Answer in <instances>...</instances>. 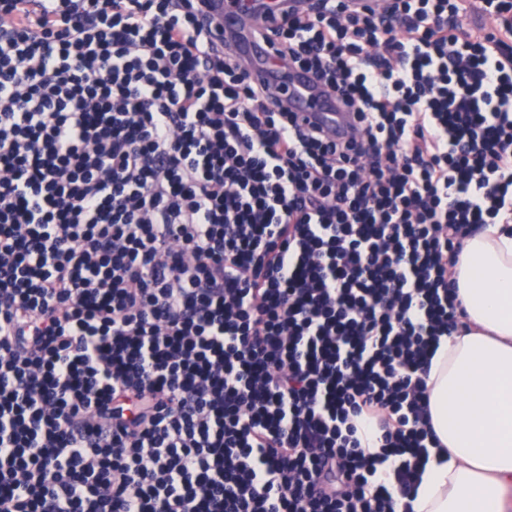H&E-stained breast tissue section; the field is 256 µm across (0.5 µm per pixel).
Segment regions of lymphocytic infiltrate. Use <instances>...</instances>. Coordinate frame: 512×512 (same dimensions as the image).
<instances>
[{"instance_id": "lymphocytic-infiltrate-1", "label": "lymphocytic infiltrate", "mask_w": 512, "mask_h": 512, "mask_svg": "<svg viewBox=\"0 0 512 512\" xmlns=\"http://www.w3.org/2000/svg\"><path fill=\"white\" fill-rule=\"evenodd\" d=\"M266 35L356 138L270 109L195 0H0V512L419 485L448 266L512 222V0H312Z\"/></svg>"}]
</instances>
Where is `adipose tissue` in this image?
<instances>
[{
	"label": "adipose tissue",
	"instance_id": "obj_1",
	"mask_svg": "<svg viewBox=\"0 0 512 512\" xmlns=\"http://www.w3.org/2000/svg\"><path fill=\"white\" fill-rule=\"evenodd\" d=\"M450 277L464 326L441 338L427 378L439 448L395 512H512V223L466 236Z\"/></svg>",
	"mask_w": 512,
	"mask_h": 512
}]
</instances>
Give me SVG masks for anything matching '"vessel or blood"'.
Instances as JSON below:
<instances>
[{
  "mask_svg": "<svg viewBox=\"0 0 512 512\" xmlns=\"http://www.w3.org/2000/svg\"><path fill=\"white\" fill-rule=\"evenodd\" d=\"M308 0H204L202 9L215 41L227 43L250 79L267 84L272 101L339 139L349 138L356 124L333 91L318 85L312 74L289 69L273 46L259 35L268 19L300 11Z\"/></svg>",
  "mask_w": 512,
  "mask_h": 512,
  "instance_id": "b4317fda",
  "label": "vessel or blood"
}]
</instances>
